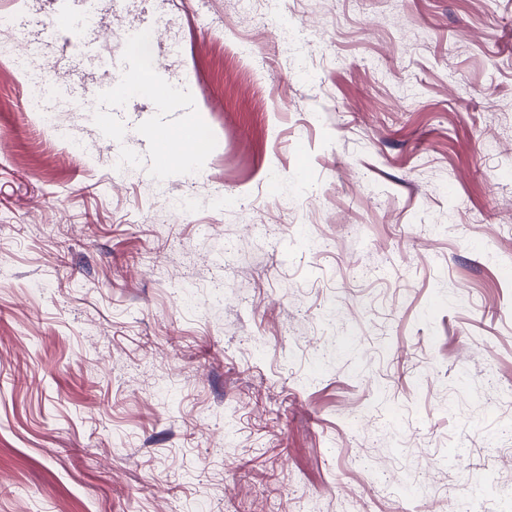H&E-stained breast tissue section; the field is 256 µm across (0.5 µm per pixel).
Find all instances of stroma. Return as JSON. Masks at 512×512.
<instances>
[{"label":"stroma","mask_w":512,"mask_h":512,"mask_svg":"<svg viewBox=\"0 0 512 512\" xmlns=\"http://www.w3.org/2000/svg\"><path fill=\"white\" fill-rule=\"evenodd\" d=\"M13 11L93 109L0 68V512H512V0ZM64 88L56 90V95L43 107L39 112H85L88 108V102L83 101H72L65 99Z\"/></svg>","instance_id":"stroma-1"}]
</instances>
